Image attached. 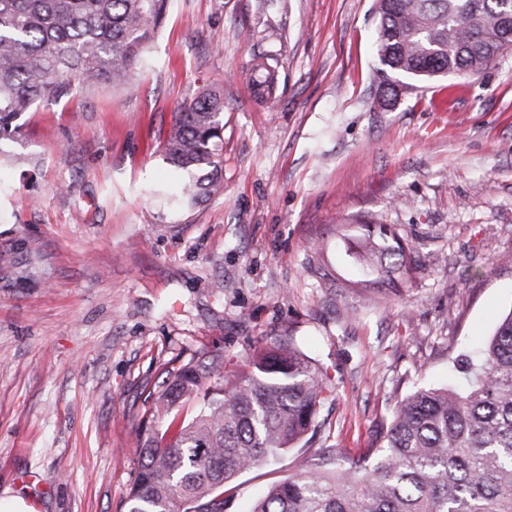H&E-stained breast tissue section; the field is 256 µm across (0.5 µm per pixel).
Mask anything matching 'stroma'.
<instances>
[{"instance_id":"35a3bbf8","label":"stroma","mask_w":512,"mask_h":512,"mask_svg":"<svg viewBox=\"0 0 512 512\" xmlns=\"http://www.w3.org/2000/svg\"><path fill=\"white\" fill-rule=\"evenodd\" d=\"M374 0H167L127 86L21 115L0 143V493L124 512L165 366L228 371L282 336L332 394L302 447L234 482L249 512L324 449L380 447L396 404L448 384L512 310V51L381 106ZM278 67V102L251 67ZM224 92L223 190L170 211L177 106ZM414 252L366 290L362 219ZM253 70L254 73L257 72L259 78L255 81L253 76L256 99L274 105L277 101L276 89L278 83L276 67L269 62V58L259 56L254 61Z\"/></svg>"}]
</instances>
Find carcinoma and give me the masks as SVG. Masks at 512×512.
<instances>
[{
  "label": "carcinoma",
  "mask_w": 512,
  "mask_h": 512,
  "mask_svg": "<svg viewBox=\"0 0 512 512\" xmlns=\"http://www.w3.org/2000/svg\"><path fill=\"white\" fill-rule=\"evenodd\" d=\"M166 0H0V140L18 116L69 96L77 85H127ZM382 97L397 77L425 82L477 75L512 49V0H375ZM257 100L275 104L277 71L253 64ZM224 96L201 92L180 104L163 159L198 172L180 204L219 191ZM397 257L401 243L370 247ZM454 368L460 387L419 389L393 411L373 459L332 449L311 467L273 483L251 512H512V309L492 337ZM145 398L142 448L125 512H224L227 486L316 428L331 395L319 368L289 336L253 353L248 370L224 374L204 351L164 369ZM193 413L178 419L181 408Z\"/></svg>",
  "instance_id": "carcinoma-1"
}]
</instances>
